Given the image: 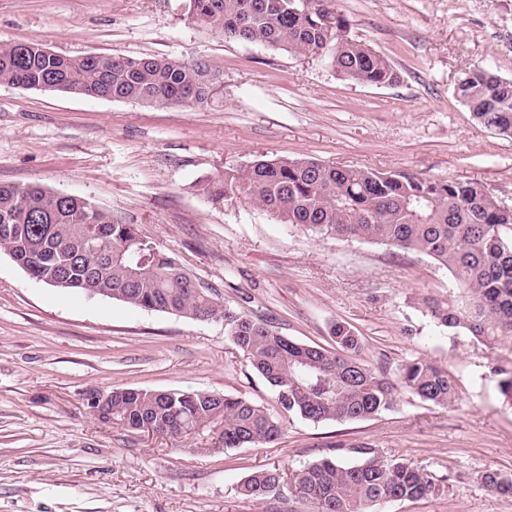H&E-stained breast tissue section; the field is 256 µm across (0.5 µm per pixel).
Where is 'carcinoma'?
<instances>
[{
  "mask_svg": "<svg viewBox=\"0 0 512 512\" xmlns=\"http://www.w3.org/2000/svg\"><path fill=\"white\" fill-rule=\"evenodd\" d=\"M190 20L226 37L272 50L327 56L336 72L366 85H391L390 61L348 37L334 0H186ZM220 72L204 61L107 53L58 54L35 42L0 43V82L36 91L195 107L207 102ZM456 99L484 127L512 135V80L475 65L455 84ZM214 200H246L284 224L341 241L392 246L431 258L451 276L448 298L422 299L425 312L450 331L484 345L512 335V209L476 182L411 172L327 166L308 158L258 160L196 184ZM44 284L112 298L133 307L175 312L192 320H224L225 336L274 394L276 413L240 397L207 391L112 389L99 415L128 431L161 436H211L224 448L268 444L281 434L280 416L312 423L366 420L396 404L401 386L421 400L451 407L458 400L448 370L428 361L400 365L394 384L361 357V338L336 323L332 353L281 335L268 320L221 303L135 225L120 224L87 198L60 196L37 184L0 183V251ZM361 459L313 461L293 476L315 512H376L386 501L417 500L440 485L404 458L348 449ZM483 483L512 495V480L487 472ZM275 470L253 472L238 487L246 498L280 494Z\"/></svg>",
  "mask_w": 512,
  "mask_h": 512,
  "instance_id": "obj_1",
  "label": "carcinoma"
}]
</instances>
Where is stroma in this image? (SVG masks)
Segmentation results:
<instances>
[{
	"label": "stroma",
	"instance_id": "35a3bbf8",
	"mask_svg": "<svg viewBox=\"0 0 512 512\" xmlns=\"http://www.w3.org/2000/svg\"><path fill=\"white\" fill-rule=\"evenodd\" d=\"M351 38L389 59L395 84L344 79L326 58L231 40L189 22L185 0H0V43L76 56L204 60L220 72L207 103L149 107L0 83V182L91 199L213 288L236 311L299 343L332 348L331 327L361 337L363 360L396 380L427 360L460 389L442 408L398 392L370 419L289 416L272 443L222 449L130 432L95 416L96 389L210 391L274 407L273 394L220 321H197L50 287L0 252V512H312L292 487L252 500L253 471L284 479L336 445L363 444L439 480V492L379 512H512L487 487L512 477V403L497 368L512 338L487 347L426 315L450 275L430 259L321 238L197 181L257 160L304 157L349 169L475 181L512 206V137L479 125L454 96L476 65L512 79V0H336Z\"/></svg>",
	"mask_w": 512,
	"mask_h": 512
}]
</instances>
